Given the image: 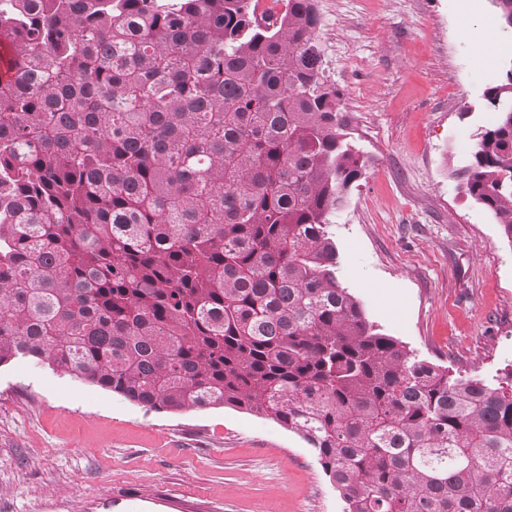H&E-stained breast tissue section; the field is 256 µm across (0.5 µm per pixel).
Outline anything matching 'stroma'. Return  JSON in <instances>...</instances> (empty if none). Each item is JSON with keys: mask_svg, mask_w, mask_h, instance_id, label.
I'll use <instances>...</instances> for the list:
<instances>
[{"mask_svg": "<svg viewBox=\"0 0 512 512\" xmlns=\"http://www.w3.org/2000/svg\"><path fill=\"white\" fill-rule=\"evenodd\" d=\"M325 75L365 179L335 215L338 275L368 318L455 374L512 371V241L457 187L494 119L470 0H317ZM310 448L230 408H143L19 357L0 366V512H344Z\"/></svg>", "mask_w": 512, "mask_h": 512, "instance_id": "35a3bbf8", "label": "stroma"}]
</instances>
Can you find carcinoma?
I'll list each match as a JSON object with an SVG mask.
<instances>
[{"label": "carcinoma", "instance_id": "carcinoma-1", "mask_svg": "<svg viewBox=\"0 0 512 512\" xmlns=\"http://www.w3.org/2000/svg\"><path fill=\"white\" fill-rule=\"evenodd\" d=\"M31 2L0 0V366L271 419L346 512H512V381L416 358L339 279L366 164L316 0ZM484 100L454 175L512 241V66Z\"/></svg>", "mask_w": 512, "mask_h": 512}]
</instances>
